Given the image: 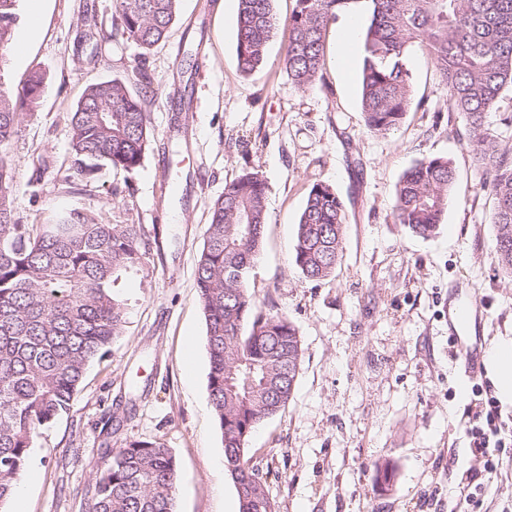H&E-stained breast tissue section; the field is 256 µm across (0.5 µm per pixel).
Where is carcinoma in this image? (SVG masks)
Returning a JSON list of instances; mask_svg holds the SVG:
<instances>
[{"label": "carcinoma", "instance_id": "obj_1", "mask_svg": "<svg viewBox=\"0 0 512 512\" xmlns=\"http://www.w3.org/2000/svg\"><path fill=\"white\" fill-rule=\"evenodd\" d=\"M274 0H238L237 56L250 73L266 60L278 31ZM356 0H295L288 19L285 66L308 89L322 79L323 34ZM361 110L371 132L386 135L413 104L406 64L420 44L448 88L447 111L465 126L468 144L495 199L490 223L498 265L512 278V146L491 128V114L512 89V0H367ZM180 0H117L122 32L141 49L162 42ZM19 20V0H0V59ZM44 77L28 79L33 105ZM0 74V512L26 470L37 430L69 411L86 367L121 335L123 309L114 274L142 265L150 242L140 224H102L70 209L48 224L15 218L8 145L24 113ZM76 172L98 165L130 171L150 146L148 115L120 79L89 86L71 116ZM452 162L426 157L395 186L394 222L427 238L442 224L454 183ZM265 182L245 172L224 185L196 268L206 322L208 390L224 441V462L240 512H273L262 477L246 459L253 430L292 397L301 340L287 318L260 310L246 285L263 243ZM346 208L336 189L312 185L296 224L294 261L321 281L336 271ZM175 457L157 442L130 440L95 474L90 512H176Z\"/></svg>", "mask_w": 512, "mask_h": 512}]
</instances>
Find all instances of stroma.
<instances>
[{
  "instance_id": "stroma-1",
  "label": "stroma",
  "mask_w": 512,
  "mask_h": 512,
  "mask_svg": "<svg viewBox=\"0 0 512 512\" xmlns=\"http://www.w3.org/2000/svg\"><path fill=\"white\" fill-rule=\"evenodd\" d=\"M295 0H274L280 23L265 64L241 72L235 14L224 0H180L150 52L123 35L116 0H47L25 59H0L13 94L44 83L9 147L15 216L43 224L79 208L106 224L157 234L143 264L120 272L123 332L86 368L71 409L41 427L29 452L24 512H89L93 479L126 441H156L178 464L176 512H238L208 394L206 324L196 288L209 206L227 182H266L263 247L247 284L264 310L288 317L301 365L286 408L248 442L275 512H512V406H497L507 439L489 476L470 451L476 404L494 398L488 375L461 387L448 332V297L475 286L484 346L512 338V279L498 265L494 201L448 89L412 47L415 103L396 130L370 132L360 104L361 53L340 63L349 18L355 38L366 0L339 12L324 35L322 81L298 89L285 68ZM145 69L149 80L134 75ZM118 78L139 95L151 145L141 164L84 175L72 169L70 118L85 89ZM427 156L451 158L452 199L437 233L393 221L394 189ZM347 204L334 275L305 278L293 261L296 224L313 183ZM194 347H187V339ZM392 468L391 483L378 473ZM482 492L462 500L465 485Z\"/></svg>"
}]
</instances>
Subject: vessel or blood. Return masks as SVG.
I'll list each match as a JSON object with an SVG mask.
<instances>
[{
  "label": "vessel or blood",
  "instance_id": "1",
  "mask_svg": "<svg viewBox=\"0 0 512 512\" xmlns=\"http://www.w3.org/2000/svg\"><path fill=\"white\" fill-rule=\"evenodd\" d=\"M481 321L480 308L475 292H468L456 300L448 312V328L456 348V357L463 366L461 386L472 382L484 356V347L476 328Z\"/></svg>",
  "mask_w": 512,
  "mask_h": 512
}]
</instances>
